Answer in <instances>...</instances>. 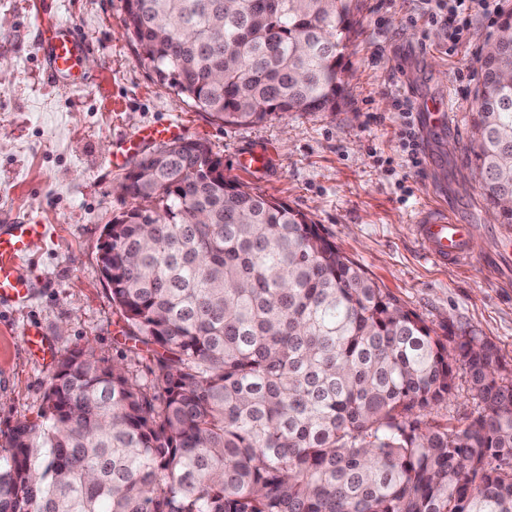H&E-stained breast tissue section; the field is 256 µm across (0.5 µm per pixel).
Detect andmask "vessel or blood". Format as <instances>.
<instances>
[{"instance_id":"vessel-or-blood-1","label":"vessel or blood","mask_w":512,"mask_h":512,"mask_svg":"<svg viewBox=\"0 0 512 512\" xmlns=\"http://www.w3.org/2000/svg\"><path fill=\"white\" fill-rule=\"evenodd\" d=\"M84 48V39L65 23L47 28L39 43L50 75L73 84L82 79ZM451 122L452 116L443 103L431 102L422 110L423 125L445 127ZM414 232L422 253L436 264L465 265L475 260L468 248L472 225L456 223L446 214L423 213L414 221ZM44 234L41 224H0V302L22 304L31 298L35 282L20 272L19 260Z\"/></svg>"}]
</instances>
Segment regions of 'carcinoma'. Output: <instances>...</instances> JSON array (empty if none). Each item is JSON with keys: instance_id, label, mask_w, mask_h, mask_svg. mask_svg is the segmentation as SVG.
Instances as JSON below:
<instances>
[{"instance_id": "carcinoma-1", "label": "carcinoma", "mask_w": 512, "mask_h": 512, "mask_svg": "<svg viewBox=\"0 0 512 512\" xmlns=\"http://www.w3.org/2000/svg\"><path fill=\"white\" fill-rule=\"evenodd\" d=\"M358 0H126L161 84L226 125L333 112ZM467 164L512 224V45L480 57ZM102 270L151 379L78 348L0 443V512H512V370L441 338L304 212L198 140L142 157ZM467 377L478 415L434 411Z\"/></svg>"}]
</instances>
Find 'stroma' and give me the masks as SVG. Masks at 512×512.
Returning a JSON list of instances; mask_svg holds the SVG:
<instances>
[{
    "label": "stroma",
    "mask_w": 512,
    "mask_h": 512,
    "mask_svg": "<svg viewBox=\"0 0 512 512\" xmlns=\"http://www.w3.org/2000/svg\"><path fill=\"white\" fill-rule=\"evenodd\" d=\"M425 10L424 0H359L335 111L227 125L156 81L126 34L125 0H0V224L48 228L21 261L40 282L32 300L0 304V437L36 417L61 356L87 345L110 361L127 355L100 247L105 225L129 207L117 185L157 147L146 141L129 154L127 141L157 125L179 126L208 144L226 176L308 214L437 335L491 342L512 368V234L490 219L465 160L482 39L496 26L478 12L457 34L411 26ZM57 22L86 42L76 86L52 78L38 49ZM400 94L416 113L444 101L455 123L451 134H418L416 169L399 137ZM252 151L267 152V168L239 167ZM444 208L474 225L478 264L436 266L422 255L409 220ZM33 326L46 351L26 349Z\"/></svg>",
    "instance_id": "1"
}]
</instances>
